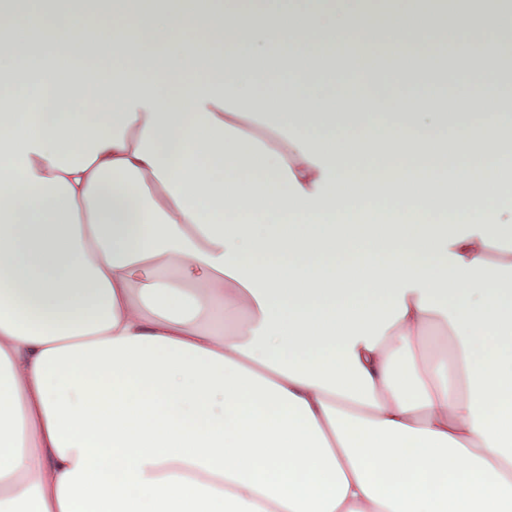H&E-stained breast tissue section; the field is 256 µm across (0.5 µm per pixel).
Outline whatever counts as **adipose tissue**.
<instances>
[{
    "label": "adipose tissue",
    "mask_w": 512,
    "mask_h": 512,
    "mask_svg": "<svg viewBox=\"0 0 512 512\" xmlns=\"http://www.w3.org/2000/svg\"><path fill=\"white\" fill-rule=\"evenodd\" d=\"M509 19H0V512H512ZM414 82L469 93L382 108ZM435 321L451 381L422 365Z\"/></svg>",
    "instance_id": "obj_1"
}]
</instances>
